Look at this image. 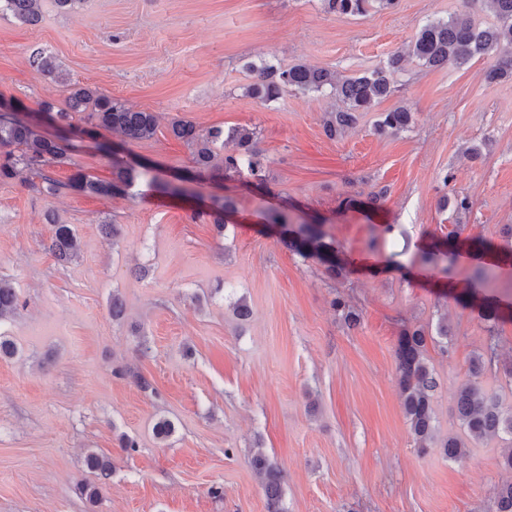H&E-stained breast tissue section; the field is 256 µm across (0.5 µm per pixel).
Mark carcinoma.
<instances>
[{
	"label": "carcinoma",
	"instance_id": "1",
	"mask_svg": "<svg viewBox=\"0 0 512 512\" xmlns=\"http://www.w3.org/2000/svg\"><path fill=\"white\" fill-rule=\"evenodd\" d=\"M327 11L340 15L364 16L373 5L381 9L397 6L399 0H322ZM492 11L493 21L485 25L475 22L468 13H458L446 19L425 23L415 36L410 53L427 70L448 65H463L475 58L496 56L494 66L487 72L488 83L512 80V53L503 55L501 48L512 47V0H482ZM0 11L12 14L27 25H34L41 18V0H0ZM405 54L397 51L386 65L362 76L337 79L336 72L306 64H294L287 68L263 62L249 65L252 82L246 93L263 104L275 102L290 91L307 94L321 93L328 89L338 97L344 107L325 113L323 128L333 139L352 127L357 114L370 111L378 102L388 97L394 88V76L403 68ZM29 62L34 71L50 77L66 92V107L58 108L49 101L40 103L42 109L55 123L74 126L77 115L88 112L90 129L121 133L129 141L153 138L158 127L154 112L135 111L120 100L99 88L72 83L65 78L54 61L39 49L33 50ZM412 114L405 107L383 112L376 123L381 134H397L409 128ZM169 131L191 150L196 173L210 172L219 176H247L257 184L264 181L263 164L256 149L257 131L247 126L228 130L216 127L201 131L182 118H173ZM67 145L48 138L33 127L16 122L0 114V181L16 179L26 172L39 178L28 182V187L47 195H54L62 188L74 189L85 195L116 197L126 194L138 179H147L161 195L180 197L185 189L172 181H163L151 175L152 167H112V177L100 179L75 172L63 183L52 176L50 168L67 158ZM237 209L230 197L217 198L206 215L212 223L225 226V217ZM268 223L280 227L281 242L289 251L304 258H316L325 267V273L334 278L344 271L336 256V247L325 241L318 224L288 223L285 214H272ZM48 250L60 265L78 256V238L69 224H52ZM19 306V294L8 281L0 279V321L12 316ZM332 306L341 312L345 324L360 323V315L342 298L336 297ZM428 336L421 329L403 328L396 342L395 361L403 412L410 435L420 453L435 442L433 395L437 387L427 352ZM491 375L512 387V363L501 364L497 348L491 344L482 354L470 359L467 379L459 389L456 400V419L463 435L448 436L442 444L448 459L459 462L470 454V444L498 438L502 442L500 465L512 472V408H503L496 393L486 391L479 378ZM85 464L91 472L104 478L112 470V463L93 452L87 453ZM251 466L261 478L267 499L268 512H282L283 475L275 462L263 452L251 457ZM492 508L494 512H512V480L500 483L495 489Z\"/></svg>",
	"mask_w": 512,
	"mask_h": 512
}]
</instances>
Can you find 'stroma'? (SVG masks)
Returning <instances> with one entry per match:
<instances>
[{"mask_svg":"<svg viewBox=\"0 0 512 512\" xmlns=\"http://www.w3.org/2000/svg\"><path fill=\"white\" fill-rule=\"evenodd\" d=\"M41 11L34 26L0 14V104L13 119L59 134L39 104H64L65 93L31 68L37 48L72 81L158 116L149 141L106 130L71 138L54 177L147 163L186 193L137 184L116 198L47 196L0 181V278L21 299L0 322L18 349L0 357V512H267L257 447L282 472L285 512H489L508 478L500 441L460 462L439 443L459 431L470 358L493 340L512 360V260L500 255L512 233V80L487 83L488 58L430 71L410 59L394 93L330 139L322 119L334 98L291 92L263 104L247 96L245 69L266 60L362 75L408 49L427 21L464 11L488 21L481 0H399L356 17L326 13L322 0H83L68 13L42 0ZM397 107L412 112L411 127L378 135L380 114ZM175 117L257 129L264 186L195 175L189 148L168 131ZM457 191L470 211L444 207ZM224 195L237 211L220 229L206 211ZM49 210L78 237L64 266L45 248ZM271 210L321 225L344 275L329 279L319 261L289 251L265 221ZM105 224L120 225L117 241ZM452 231L453 258L423 263ZM480 262L492 272L480 295L501 307L493 326L463 302ZM338 295L360 313L358 327L332 307ZM241 298L243 321L232 309ZM443 318L448 345H427L437 442L421 453L395 345L402 328L432 337ZM162 418L174 426L165 439L154 433ZM91 450L112 462L92 501L80 493L97 483L84 462Z\"/></svg>","mask_w":512,"mask_h":512,"instance_id":"1","label":"stroma"}]
</instances>
